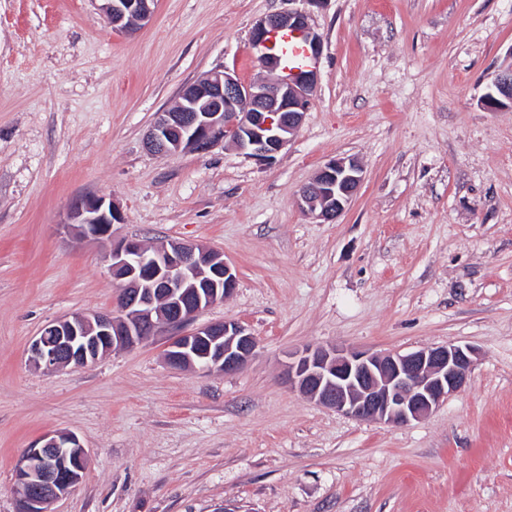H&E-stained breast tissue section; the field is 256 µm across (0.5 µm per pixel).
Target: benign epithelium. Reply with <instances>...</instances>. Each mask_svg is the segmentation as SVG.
I'll return each instance as SVG.
<instances>
[{
    "label": "benign epithelium",
    "mask_w": 512,
    "mask_h": 512,
    "mask_svg": "<svg viewBox=\"0 0 512 512\" xmlns=\"http://www.w3.org/2000/svg\"><path fill=\"white\" fill-rule=\"evenodd\" d=\"M156 0H101L100 10L112 28L130 30L148 24ZM300 39L318 58L322 38L308 23L307 13L291 10L258 20L252 30L262 69L280 68L277 38ZM316 68L288 77L245 83L227 72H215L187 85L178 104L157 114L146 134L149 151L174 155L202 152L224 138L260 161L275 157L302 124L316 87ZM496 94L485 98L491 110L512 108V66L493 80ZM362 181L352 160L326 163L303 187L298 205L324 222L337 219ZM122 217L103 197L74 205L69 223L85 236L112 241L113 277L121 288L115 310L75 313L46 324L31 343L34 361L47 368L83 366L115 349H130L150 335L175 329L167 363L175 369L232 373L254 355L256 338L239 322H219L183 333L179 328L200 311L233 291L237 275L222 253L202 245L172 242L149 252L135 239L112 240V225ZM475 349L454 344L406 354L368 355L317 347L288 366V385L319 403L350 417L392 425L418 420L466 385ZM86 452L72 433L40 438L18 460L15 481L20 512H45L47 503L71 492L85 470Z\"/></svg>",
    "instance_id": "7a95c632"
}]
</instances>
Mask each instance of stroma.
<instances>
[{
  "label": "stroma",
  "instance_id": "1",
  "mask_svg": "<svg viewBox=\"0 0 512 512\" xmlns=\"http://www.w3.org/2000/svg\"><path fill=\"white\" fill-rule=\"evenodd\" d=\"M295 9L323 51L275 159L145 148L184 85L262 76L252 28ZM510 64L512 0H157L132 33L98 0H0V512L54 431L87 465L47 512H512V109L483 104ZM336 158L363 182L325 223L297 198ZM92 196L123 216L112 240L223 252L236 287L191 325H244L247 365L172 369L165 334L82 367L31 362L44 325L115 306L112 241L68 222ZM448 343L477 351L465 388L401 426L285 380L309 347Z\"/></svg>",
  "mask_w": 512,
  "mask_h": 512
}]
</instances>
